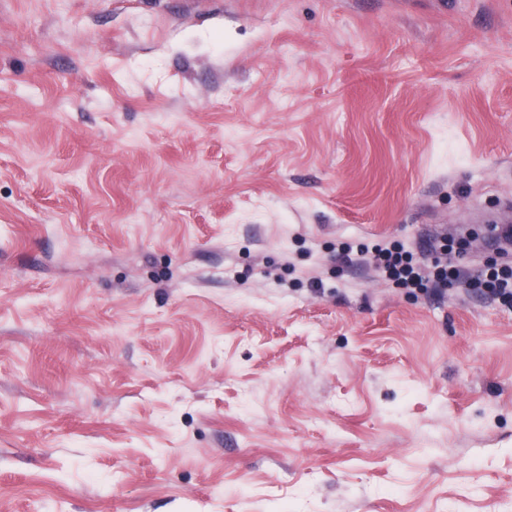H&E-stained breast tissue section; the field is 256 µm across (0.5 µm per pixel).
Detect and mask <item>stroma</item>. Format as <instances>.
I'll return each mask as SVG.
<instances>
[{
	"mask_svg": "<svg viewBox=\"0 0 512 512\" xmlns=\"http://www.w3.org/2000/svg\"><path fill=\"white\" fill-rule=\"evenodd\" d=\"M512 227V0H0V512H512V310L343 250Z\"/></svg>",
	"mask_w": 512,
	"mask_h": 512,
	"instance_id": "obj_1",
	"label": "stroma"
}]
</instances>
